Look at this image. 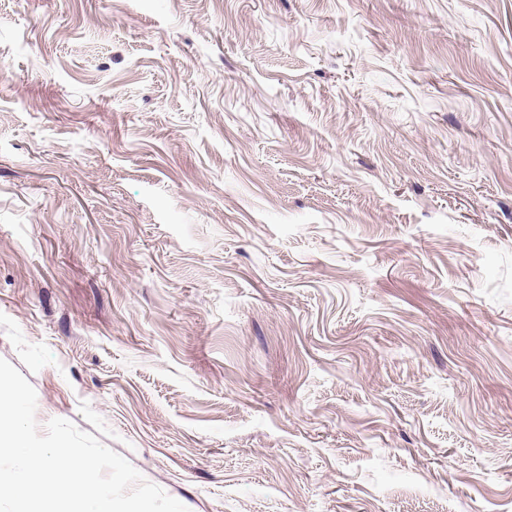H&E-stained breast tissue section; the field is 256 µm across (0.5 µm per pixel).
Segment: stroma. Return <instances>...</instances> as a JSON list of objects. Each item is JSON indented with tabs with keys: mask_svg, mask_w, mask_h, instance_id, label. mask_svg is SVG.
Listing matches in <instances>:
<instances>
[{
	"mask_svg": "<svg viewBox=\"0 0 512 512\" xmlns=\"http://www.w3.org/2000/svg\"><path fill=\"white\" fill-rule=\"evenodd\" d=\"M0 359L188 512H512V0H0Z\"/></svg>",
	"mask_w": 512,
	"mask_h": 512,
	"instance_id": "obj_1",
	"label": "stroma"
}]
</instances>
